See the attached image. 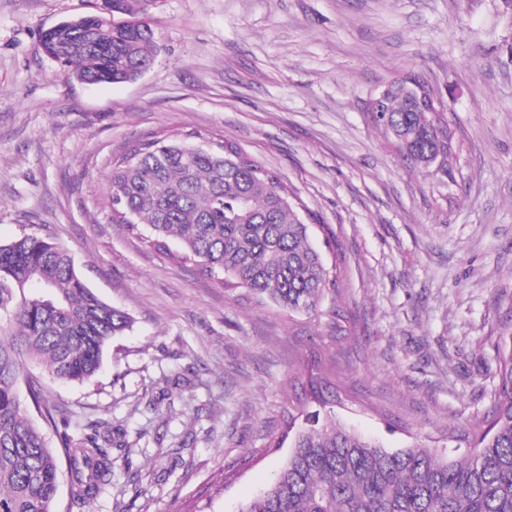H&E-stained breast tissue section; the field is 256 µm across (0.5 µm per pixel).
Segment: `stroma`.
Instances as JSON below:
<instances>
[{
  "label": "stroma",
  "mask_w": 512,
  "mask_h": 512,
  "mask_svg": "<svg viewBox=\"0 0 512 512\" xmlns=\"http://www.w3.org/2000/svg\"><path fill=\"white\" fill-rule=\"evenodd\" d=\"M96 0H0V243L67 248L127 311L83 382L31 375L73 436L124 432L87 503L55 512H240L319 412L389 449L456 456L494 413L512 335V0H156L137 80L87 85L41 46ZM412 76L447 104V158L414 165L368 107ZM229 140L275 170L332 241L314 314L230 289L113 223L114 159L149 135Z\"/></svg>",
  "instance_id": "35a3bbf8"
}]
</instances>
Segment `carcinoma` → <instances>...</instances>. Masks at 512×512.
<instances>
[{"label": "carcinoma", "mask_w": 512, "mask_h": 512, "mask_svg": "<svg viewBox=\"0 0 512 512\" xmlns=\"http://www.w3.org/2000/svg\"><path fill=\"white\" fill-rule=\"evenodd\" d=\"M110 2L112 14L129 20L108 28L85 15L42 35L61 71L88 85L135 80L159 49L152 27L137 18L152 0ZM418 83L392 81L378 123L403 154L428 167L448 155V126L422 112L410 91ZM107 202L112 222L132 230L148 225L156 251L284 310L316 312L336 289L335 269L312 242L305 206L275 171L231 142L192 150L178 139H142L113 162ZM131 323L84 283L64 247L36 235L0 243V512H54L63 463L75 498L87 502L99 491L110 449L127 447L124 435L76 438L64 431L52 447L44 427L58 428L60 410L29 366L42 363L63 381L87 380ZM496 375L489 429L472 439L467 454L389 450L308 415L273 482L241 512H512V336Z\"/></svg>", "instance_id": "carcinoma-1"}]
</instances>
